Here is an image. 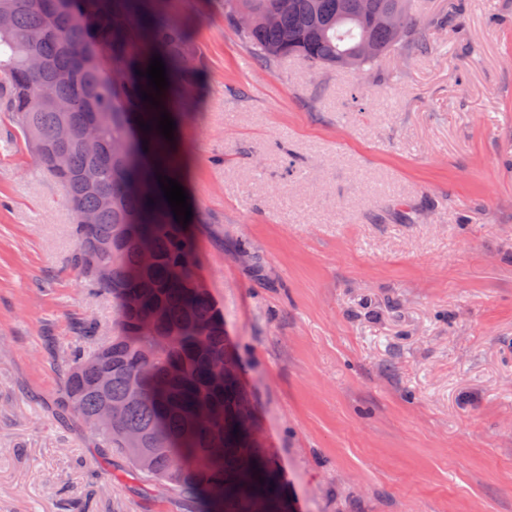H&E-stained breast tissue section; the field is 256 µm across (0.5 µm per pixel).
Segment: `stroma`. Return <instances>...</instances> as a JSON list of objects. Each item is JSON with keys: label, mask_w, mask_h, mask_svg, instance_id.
I'll return each instance as SVG.
<instances>
[{"label": "stroma", "mask_w": 512, "mask_h": 512, "mask_svg": "<svg viewBox=\"0 0 512 512\" xmlns=\"http://www.w3.org/2000/svg\"><path fill=\"white\" fill-rule=\"evenodd\" d=\"M460 1L365 70L267 67L222 0L173 7L206 62L178 127L199 275L293 512H512V0ZM2 147L0 512H207L58 418L112 298L4 113Z\"/></svg>", "instance_id": "35a3bbf8"}]
</instances>
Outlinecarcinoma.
<instances>
[{
    "label": "carcinoma",
    "instance_id": "cac0c4a2",
    "mask_svg": "<svg viewBox=\"0 0 512 512\" xmlns=\"http://www.w3.org/2000/svg\"><path fill=\"white\" fill-rule=\"evenodd\" d=\"M0 0L11 14L0 30V109L10 113L35 161L59 184L72 215V262L87 286L112 296L116 318L104 345L70 354L60 416L77 417L101 441L103 459L126 457L140 477L171 484L214 512H277L283 502L275 466L262 443L244 438L239 413L252 407L239 361L224 331V312L196 272L192 223L176 221L158 182L174 177L158 130L165 105L191 99L205 70L183 25L166 14L170 0ZM417 0H224V18L245 11L253 23L238 31L264 63L295 56L315 68H339L368 39L378 56L426 50ZM402 13L397 38L377 23ZM164 63L168 87L155 107L150 60ZM68 103L33 105L40 86ZM143 122L151 126L144 134ZM98 149L85 148L87 128ZM67 163L55 161L57 152ZM97 214L94 224L80 214ZM153 258L141 262L139 243ZM109 390L99 389L102 374ZM126 403L122 418L99 426L102 404ZM140 432L142 447L126 435Z\"/></svg>",
    "mask_w": 512,
    "mask_h": 512
}]
</instances>
